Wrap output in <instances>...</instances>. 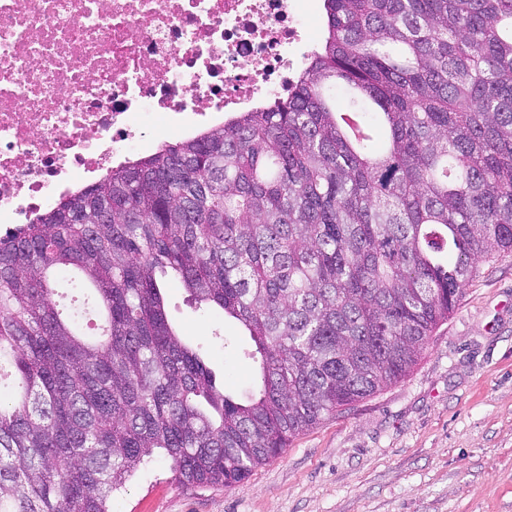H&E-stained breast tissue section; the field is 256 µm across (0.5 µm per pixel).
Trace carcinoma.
I'll return each instance as SVG.
<instances>
[{
    "instance_id": "1",
    "label": "carcinoma",
    "mask_w": 512,
    "mask_h": 512,
    "mask_svg": "<svg viewBox=\"0 0 512 512\" xmlns=\"http://www.w3.org/2000/svg\"><path fill=\"white\" fill-rule=\"evenodd\" d=\"M323 2L288 98L0 234V512H109L157 449L235 486L403 380L512 255V0ZM169 271L248 332L245 400L169 323ZM61 281L96 318L60 312Z\"/></svg>"
}]
</instances>
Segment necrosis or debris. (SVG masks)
I'll return each instance as SVG.
<instances>
[{
	"mask_svg": "<svg viewBox=\"0 0 512 512\" xmlns=\"http://www.w3.org/2000/svg\"><path fill=\"white\" fill-rule=\"evenodd\" d=\"M320 0H0V223L293 90Z\"/></svg>",
	"mask_w": 512,
	"mask_h": 512,
	"instance_id": "1",
	"label": "necrosis or debris"
}]
</instances>
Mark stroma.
I'll list each match as a JSON object with an SVG mask.
<instances>
[{"label":"stroma","instance_id":"obj_1","mask_svg":"<svg viewBox=\"0 0 512 512\" xmlns=\"http://www.w3.org/2000/svg\"><path fill=\"white\" fill-rule=\"evenodd\" d=\"M170 322L218 384L257 387L253 343L173 277ZM110 512H512V256L482 264L410 374L295 438L231 489L178 483L154 454Z\"/></svg>","mask_w":512,"mask_h":512}]
</instances>
